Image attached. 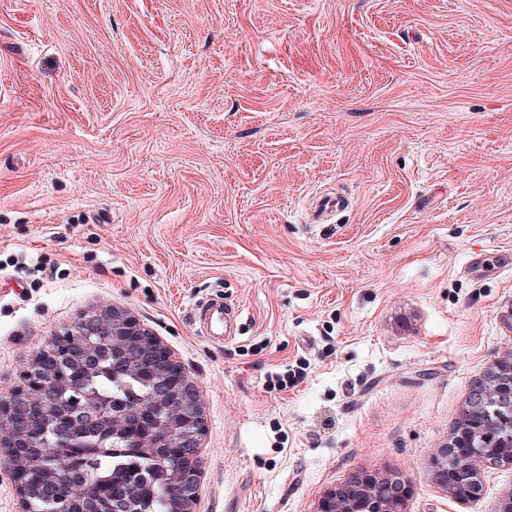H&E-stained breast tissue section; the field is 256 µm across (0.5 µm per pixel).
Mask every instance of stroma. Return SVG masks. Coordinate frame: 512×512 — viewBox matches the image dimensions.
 Here are the masks:
<instances>
[{
  "mask_svg": "<svg viewBox=\"0 0 512 512\" xmlns=\"http://www.w3.org/2000/svg\"><path fill=\"white\" fill-rule=\"evenodd\" d=\"M109 305L200 395L195 512H496L432 461L512 354V0H0V402ZM204 305L197 310L200 311V320L206 336L218 343L224 342V306L223 304L209 306ZM387 481H391L390 474H357L352 483L324 491L313 512H404L408 491L386 493Z\"/></svg>",
  "mask_w": 512,
  "mask_h": 512,
  "instance_id": "35a3bbf8",
  "label": "stroma"
}]
</instances>
